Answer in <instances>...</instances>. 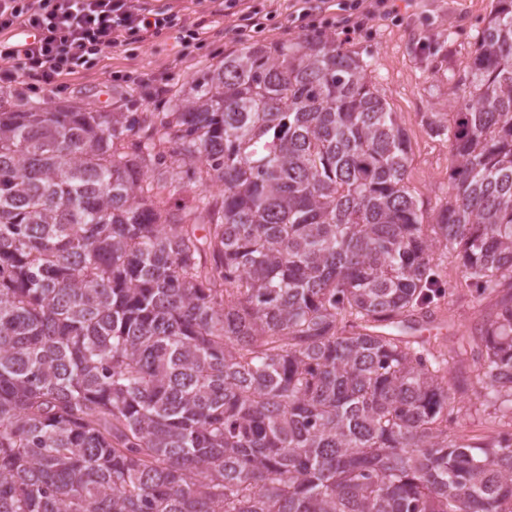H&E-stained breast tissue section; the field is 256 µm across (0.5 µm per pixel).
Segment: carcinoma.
Segmentation results:
<instances>
[{"instance_id":"1","label":"carcinoma","mask_w":512,"mask_h":512,"mask_svg":"<svg viewBox=\"0 0 512 512\" xmlns=\"http://www.w3.org/2000/svg\"><path fill=\"white\" fill-rule=\"evenodd\" d=\"M473 46L428 222L333 38L242 41L162 112L0 93V512H512V436L448 438L449 362L512 403V0ZM437 245L499 295L446 354L383 334L441 310Z\"/></svg>"}]
</instances>
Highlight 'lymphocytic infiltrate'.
I'll return each instance as SVG.
<instances>
[{
	"label": "lymphocytic infiltrate",
	"mask_w": 512,
	"mask_h": 512,
	"mask_svg": "<svg viewBox=\"0 0 512 512\" xmlns=\"http://www.w3.org/2000/svg\"><path fill=\"white\" fill-rule=\"evenodd\" d=\"M174 20L142 0H0V82L59 90L106 50L144 43Z\"/></svg>",
	"instance_id": "1"
}]
</instances>
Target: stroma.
Masks as SVG:
<instances>
[{"label": "stroma", "instance_id": "obj_1", "mask_svg": "<svg viewBox=\"0 0 512 512\" xmlns=\"http://www.w3.org/2000/svg\"><path fill=\"white\" fill-rule=\"evenodd\" d=\"M177 13L183 24L203 23L206 40L190 56L180 54L177 31L150 38L135 50L114 49L98 65L64 79L62 91L51 93L30 81L2 85L0 91L16 90L30 99L54 105L76 104L96 112L136 106L155 112L168 98L199 77L223 57L238 40L236 20L213 17V0H160ZM338 0H325L323 13L311 31L335 38L345 49L362 53L372 63L374 74L385 90L410 140L412 155L408 183L425 209H432L449 196L448 174L452 157L445 139L431 136L427 119L433 113L455 111L458 97L448 78L468 60L475 27L488 17L494 0H393L395 11L379 16L355 33L344 35L326 24L337 12ZM268 10L263 28L250 29L249 37L275 43L304 36L290 15L293 0H255ZM433 264L451 285L453 301L442 315L443 333L431 336V344L449 350L457 336L480 320L482 302L476 300L461 279L459 260L443 248H434ZM460 395L463 410L448 423L449 432L470 437L497 436L503 429L485 391L475 386Z\"/></svg>", "mask_w": 512, "mask_h": 512}]
</instances>
